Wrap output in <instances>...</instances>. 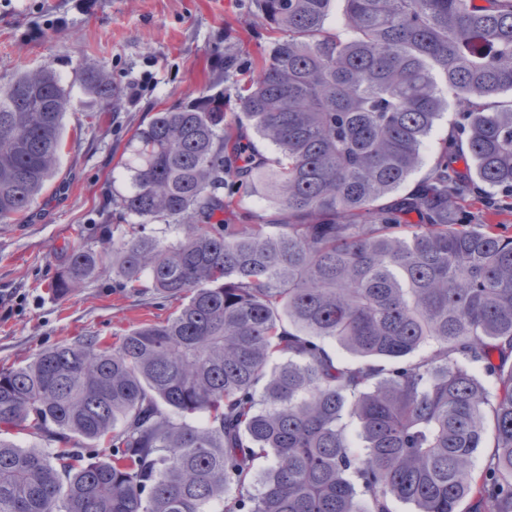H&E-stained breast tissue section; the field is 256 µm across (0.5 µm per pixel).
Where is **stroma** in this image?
Listing matches in <instances>:
<instances>
[{
  "mask_svg": "<svg viewBox=\"0 0 512 512\" xmlns=\"http://www.w3.org/2000/svg\"><path fill=\"white\" fill-rule=\"evenodd\" d=\"M271 38L255 0H0V90L16 73L46 63L69 82L96 60L123 92L101 114L75 93L81 107L67 115L54 187L31 219L0 230V367L78 336L112 340L175 310V302L118 287L108 272L64 298L47 285L76 227L103 233L112 191L124 186L112 172L148 113L188 102L210 82L233 94L237 82L257 75ZM458 110L449 102L405 191L428 177L445 147L464 153Z\"/></svg>",
  "mask_w": 512,
  "mask_h": 512,
  "instance_id": "stroma-1",
  "label": "stroma"
}]
</instances>
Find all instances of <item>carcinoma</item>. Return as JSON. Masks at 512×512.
Listing matches in <instances>:
<instances>
[{
  "label": "carcinoma",
  "instance_id": "cac0c4a2",
  "mask_svg": "<svg viewBox=\"0 0 512 512\" xmlns=\"http://www.w3.org/2000/svg\"><path fill=\"white\" fill-rule=\"evenodd\" d=\"M257 2L278 37L238 111L204 90L149 113L112 213L127 228H77L50 284L64 298L110 260L120 287L179 305L0 368V512H512V236L456 214L467 184L446 154L399 195L446 106L438 71L470 178L512 201V108L475 107L512 93V0H342L336 30L334 0ZM78 79L112 109L106 65ZM74 111L49 64L0 91L1 222L31 216ZM258 188L264 213L235 223ZM77 438L112 453L87 460Z\"/></svg>",
  "mask_w": 512,
  "mask_h": 512
}]
</instances>
